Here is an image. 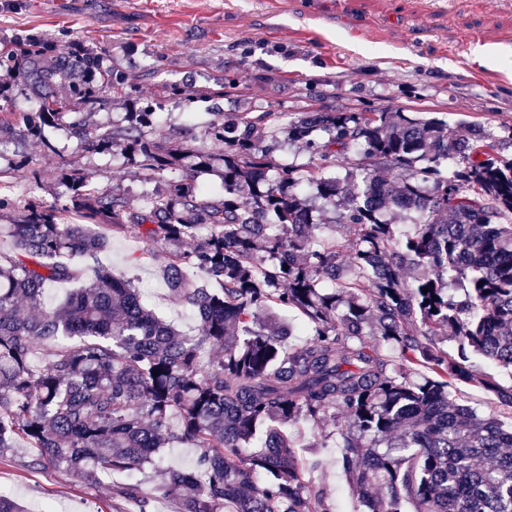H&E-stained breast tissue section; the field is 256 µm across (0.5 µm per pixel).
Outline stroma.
Returning <instances> with one entry per match:
<instances>
[{
	"label": "stroma",
	"mask_w": 512,
	"mask_h": 512,
	"mask_svg": "<svg viewBox=\"0 0 512 512\" xmlns=\"http://www.w3.org/2000/svg\"><path fill=\"white\" fill-rule=\"evenodd\" d=\"M20 33L116 58L135 98L162 102L154 124L162 140L199 134L208 119L206 102L183 107L166 99L165 86L213 87L224 77L233 82L224 92L228 112H434L452 125L512 131V0H306L301 8L276 0H0V42ZM46 134L50 152L38 140L0 132V168L26 160L9 180L18 206L0 212L1 255L14 251L8 226L22 204L63 201L62 170L134 207L160 188L140 180L121 153L82 150L66 125ZM108 238L101 263L150 286L146 306L197 335L193 311L170 301L161 278L166 245L138 233ZM33 455L20 441L0 460V493L25 512H139L115 494L131 482L150 497L153 512H180L159 472L193 467L197 451L164 449L157 469L116 473L94 487L70 472L34 468ZM339 455V448L322 449L311 476L332 489L341 512H354Z\"/></svg>",
	"instance_id": "stroma-1"
}]
</instances>
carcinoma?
<instances>
[{"mask_svg":"<svg viewBox=\"0 0 512 512\" xmlns=\"http://www.w3.org/2000/svg\"><path fill=\"white\" fill-rule=\"evenodd\" d=\"M2 68L0 100L12 102L18 83L35 111L1 112L0 128L52 152L44 129L66 124L83 148L127 155L145 180L178 167L190 175L133 208L65 172V202H29L9 225L17 255L0 258V458L24 439L34 465L95 486L107 471L155 465L178 443L198 450L194 469L162 472L181 512H335L286 432L331 421L310 447L339 436L345 481L365 512H512V428L450 399L474 383L512 409V386L472 364L479 356L512 370V159L489 130L409 112L253 116L215 106L202 136L224 143L216 158L156 139L159 102L89 136L108 94L133 97L93 48L18 37L0 49ZM76 73L86 81L70 95L54 91ZM169 97L190 105L201 94L171 85ZM271 121L319 164L272 166L281 140ZM351 154L359 162L343 165ZM209 172L221 178L219 197L195 181ZM392 211L412 227L385 219ZM102 221L168 246L165 284L194 311L198 335L180 333L132 281L98 264ZM338 224L353 237L336 238ZM77 260L85 280L46 308L47 288L79 276ZM289 308L308 319L301 347L284 346ZM372 336L389 354L368 345ZM207 346L222 355L204 360ZM44 349L51 358L33 365ZM118 494L148 512L140 486Z\"/></svg>","mask_w":512,"mask_h":512,"instance_id":"cac0c4a2","label":"carcinoma"}]
</instances>
